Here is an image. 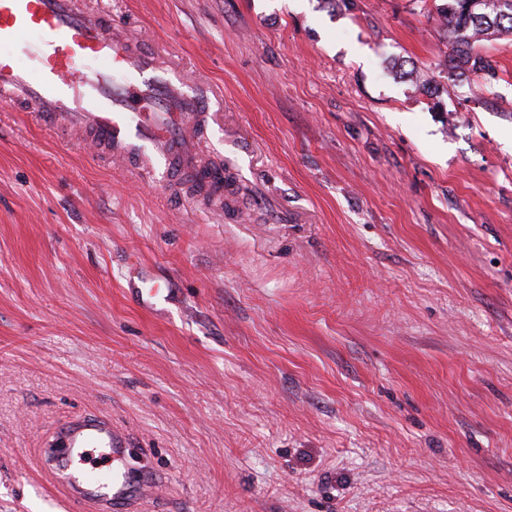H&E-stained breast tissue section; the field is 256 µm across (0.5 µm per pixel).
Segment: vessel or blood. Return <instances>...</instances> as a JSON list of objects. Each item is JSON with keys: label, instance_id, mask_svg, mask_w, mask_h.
Returning <instances> with one entry per match:
<instances>
[{"label": "vessel or blood", "instance_id": "vessel-or-blood-1", "mask_svg": "<svg viewBox=\"0 0 512 512\" xmlns=\"http://www.w3.org/2000/svg\"><path fill=\"white\" fill-rule=\"evenodd\" d=\"M27 56L33 70L22 68ZM0 103L35 114L45 124L81 134L94 157L136 170V152L151 156L155 179L168 187L207 174L201 150L208 107L182 71L117 37L103 11L86 0H0ZM125 437L94 420L67 421L45 453L67 499L96 512H126L135 497L157 487L150 470L135 480L114 466L71 474L86 449H106L115 462Z\"/></svg>", "mask_w": 512, "mask_h": 512}]
</instances>
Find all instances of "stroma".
<instances>
[{
    "label": "stroma",
    "instance_id": "35a3bbf8",
    "mask_svg": "<svg viewBox=\"0 0 512 512\" xmlns=\"http://www.w3.org/2000/svg\"><path fill=\"white\" fill-rule=\"evenodd\" d=\"M443 2L112 0L208 99L220 211L0 106V512H70L83 416L141 512H512V36L471 91ZM126 447V438L111 426L94 420L76 419L67 421L56 432L45 453L53 466L52 474L67 491L69 502L82 510H86L85 506H92L102 512H127L125 506L129 500L147 497L158 488L149 469L138 473L134 490L124 473L120 474L109 466H92V471L84 469L77 475L68 473L75 457L83 458L85 448H104L113 461L119 462L126 453ZM107 489L111 491L105 492Z\"/></svg>",
    "mask_w": 512,
    "mask_h": 512
}]
</instances>
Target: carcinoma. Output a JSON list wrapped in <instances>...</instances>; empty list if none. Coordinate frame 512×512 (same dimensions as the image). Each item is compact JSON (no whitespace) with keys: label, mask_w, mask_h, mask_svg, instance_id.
<instances>
[{"label":"carcinoma","mask_w":512,"mask_h":512,"mask_svg":"<svg viewBox=\"0 0 512 512\" xmlns=\"http://www.w3.org/2000/svg\"><path fill=\"white\" fill-rule=\"evenodd\" d=\"M470 0H446L437 8L438 23L450 48L448 71L469 79L483 90L497 77L496 64L480 52L484 42L512 35V0H482L478 16Z\"/></svg>","instance_id":"1"}]
</instances>
